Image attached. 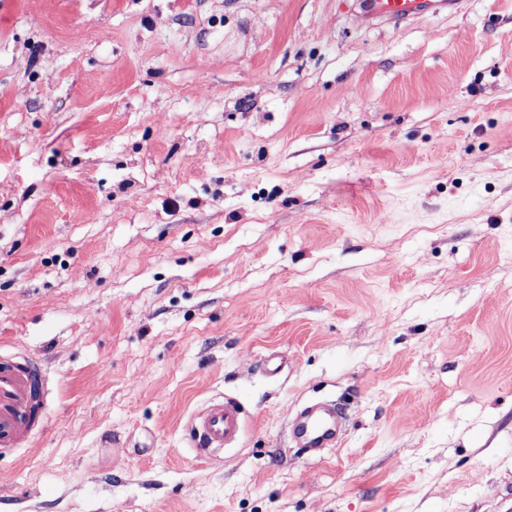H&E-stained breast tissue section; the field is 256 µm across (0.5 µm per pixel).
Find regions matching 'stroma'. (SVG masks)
<instances>
[{
    "instance_id": "35a3bbf8",
    "label": "stroma",
    "mask_w": 512,
    "mask_h": 512,
    "mask_svg": "<svg viewBox=\"0 0 512 512\" xmlns=\"http://www.w3.org/2000/svg\"><path fill=\"white\" fill-rule=\"evenodd\" d=\"M360 12L0 0V350L49 374L0 512H512V0ZM463 0H365L364 13L385 19L399 27L401 24L424 19L439 9L454 15L462 10ZM243 427L234 399L211 401L190 419L186 432L198 456L209 458L237 441ZM341 416L334 409L306 410L293 428V437L306 452L334 448L341 439Z\"/></svg>"
}]
</instances>
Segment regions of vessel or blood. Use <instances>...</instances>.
Listing matches in <instances>:
<instances>
[{
	"label": "vessel or blood",
	"instance_id": "b4317fda",
	"mask_svg": "<svg viewBox=\"0 0 512 512\" xmlns=\"http://www.w3.org/2000/svg\"><path fill=\"white\" fill-rule=\"evenodd\" d=\"M464 0H365L366 14L400 26L423 19L439 9L456 14ZM47 376L41 363L27 355H0V449L28 444L45 424ZM243 427L236 400L211 401L190 419L186 432L198 456L210 457L237 441ZM342 422L334 409L305 411L293 437L307 452L335 447Z\"/></svg>",
	"mask_w": 512,
	"mask_h": 512
}]
</instances>
